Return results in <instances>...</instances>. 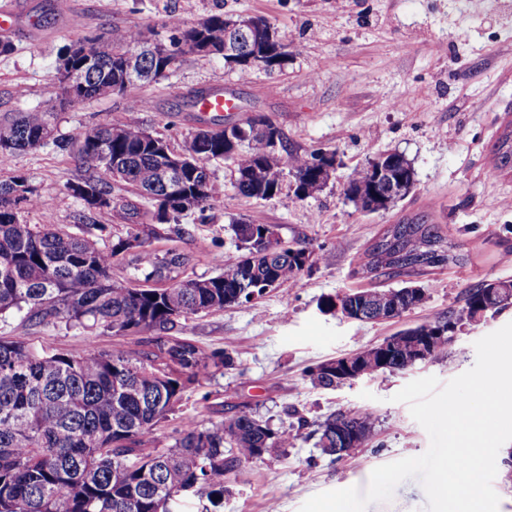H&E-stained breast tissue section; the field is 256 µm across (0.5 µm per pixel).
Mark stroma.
Listing matches in <instances>:
<instances>
[{
	"label": "stroma",
	"mask_w": 512,
	"mask_h": 512,
	"mask_svg": "<svg viewBox=\"0 0 512 512\" xmlns=\"http://www.w3.org/2000/svg\"><path fill=\"white\" fill-rule=\"evenodd\" d=\"M27 2L31 22L12 37V53L0 56V123L34 107L49 108L56 114L57 139L68 140L125 121L129 98L143 97L150 108L134 116L179 152L199 124L195 92L219 85L237 102L225 121L263 115L279 129L284 148L321 149L340 161L322 191L290 207L237 195L233 164L213 162L223 197L204 211L153 224L154 249L188 256L184 278H209L236 262L240 250L232 226L239 220L272 225L282 240L307 246L314 257L297 282L249 303L191 316L183 336L228 352L234 363L185 389L150 448H171L184 419L205 424L241 410L294 433L288 448L241 462L227 475L223 512H299L318 493L366 489L374 468L425 453L426 431L395 394L413 380L434 376L444 384L470 369L475 342L511 323L512 307L464 324L447 356L403 372L325 390L312 385L305 371L460 310L468 289L512 279V170L492 172L503 127L512 121V0H68L66 15L58 0ZM172 13L190 24L215 13L263 17L288 46V58L266 71L185 54L169 77L75 109L61 105L56 68L65 45L111 28H137L163 39ZM462 32L467 40H459ZM387 151L412 162L414 190L388 211H356L342 194L343 183L353 168ZM15 174L53 197L56 224L100 247L126 237L131 225L152 224L149 206L125 190L117 194L120 207L84 218L63 185L90 172L55 142L0 160V179ZM403 220L440 225L463 265L397 277L360 273L373 239ZM407 285L422 288L426 300L390 321H349L319 309L324 297L350 289ZM0 336H25L74 356L91 346L109 351L123 343L62 323L30 328L17 314L0 319ZM364 410L374 414L367 444L342 459L322 454L321 424L340 411ZM426 507L420 480L410 478L391 500L370 504L367 512Z\"/></svg>",
	"instance_id": "35a3bbf8"
}]
</instances>
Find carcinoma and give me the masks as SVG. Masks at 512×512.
<instances>
[{
  "label": "carcinoma",
  "instance_id": "carcinoma-1",
  "mask_svg": "<svg viewBox=\"0 0 512 512\" xmlns=\"http://www.w3.org/2000/svg\"><path fill=\"white\" fill-rule=\"evenodd\" d=\"M227 16L208 15L193 24L168 17L170 48L141 51V82L173 73L190 45L204 56H224ZM143 33L126 29L90 36L65 46L60 69L83 75V83L62 90L61 102L77 108L101 96L103 86L123 85L125 53L138 48ZM245 55L269 66L288 55L278 39L245 43ZM55 112L35 107L0 124V158L36 148L54 136ZM80 165L97 177L68 181L63 188L90 212L112 209L113 184L131 188L154 208L153 218L168 224L178 216L202 211L222 192L211 176L217 160L235 166L233 185L246 198L279 196L283 173L298 181L315 176L311 155L270 147L269 138L253 132L251 123L229 127L212 122L209 132L193 137L192 154L177 183L194 200L190 208L175 205L159 183L163 138L134 121L106 124L73 140ZM389 175L375 180L368 166L353 169L344 190L356 210L367 211L381 201L387 211L415 186V170L405 155L385 158ZM512 168V131L499 140L496 170ZM42 213L31 224L26 213ZM246 255L224 271L205 279H176L172 273L189 258L175 250L160 255L137 228L106 249L83 236L65 232L53 222L52 198L21 175L0 181V317L23 314L29 327L63 323L100 335L135 336L137 341L116 350H89L78 356L37 348L28 338H0V512H182L193 500L197 512H222L224 478L239 462L261 458L296 439L275 431L246 411L202 425L182 424L175 445L164 451L146 448L156 427L168 418L187 386L212 370L232 365L224 351L207 350L185 336H160L180 320L247 303L303 272L307 247L275 240L272 251L250 258L254 237L266 224L240 221L233 225ZM448 254L435 224L403 221L391 224L368 247L361 271L388 277L422 267L458 263ZM126 264L133 284L112 281V267ZM421 289L408 286L381 290H349L344 302L397 306L405 314L422 303ZM489 284L470 289L459 313L398 332L429 336L426 361L448 354V324L477 321L489 311L512 306V299L489 297ZM324 361L309 371L311 382L336 387V373ZM419 364L410 344L390 351L388 371ZM374 417L369 412L330 416L320 427L322 452L341 458L363 447ZM232 451L224 456V447Z\"/></svg>",
  "mask_w": 512,
  "mask_h": 512
}]
</instances>
